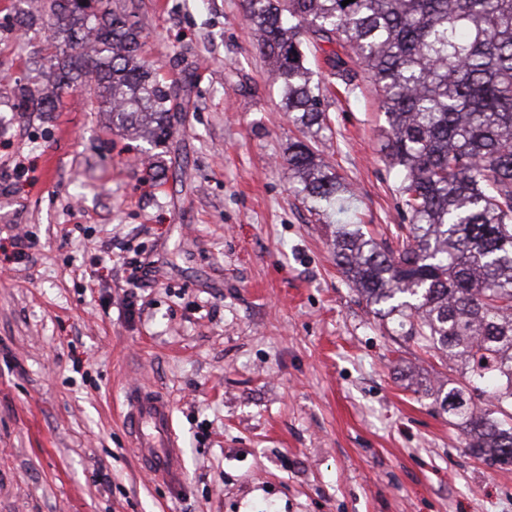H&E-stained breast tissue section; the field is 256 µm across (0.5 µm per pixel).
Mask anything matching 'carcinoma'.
<instances>
[{"instance_id": "obj_1", "label": "carcinoma", "mask_w": 512, "mask_h": 512, "mask_svg": "<svg viewBox=\"0 0 512 512\" xmlns=\"http://www.w3.org/2000/svg\"><path fill=\"white\" fill-rule=\"evenodd\" d=\"M245 0L257 50L306 139L284 158L314 209L336 207L349 184L315 138L329 129L305 35L339 44L329 55L348 90L369 75L384 110V151L407 224L381 246L360 224L336 227V265L374 315L455 361L462 381L436 390L469 454L512 462V0ZM47 21L25 24L55 49L52 92L20 88L21 112H51L62 93L96 88L112 129L168 152L193 74L169 82L140 56L135 11L112 0H40Z\"/></svg>"}]
</instances>
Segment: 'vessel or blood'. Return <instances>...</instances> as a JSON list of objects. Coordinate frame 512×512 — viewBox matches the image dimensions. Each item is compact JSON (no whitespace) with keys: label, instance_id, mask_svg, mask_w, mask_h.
<instances>
[{"label":"vessel or blood","instance_id":"b4317fda","mask_svg":"<svg viewBox=\"0 0 512 512\" xmlns=\"http://www.w3.org/2000/svg\"><path fill=\"white\" fill-rule=\"evenodd\" d=\"M127 402L125 424L142 469L171 486H180L185 478L182 449L168 402L143 388L132 390Z\"/></svg>","mask_w":512,"mask_h":512}]
</instances>
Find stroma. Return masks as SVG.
<instances>
[{
  "label": "stroma",
  "instance_id": "35a3bbf8",
  "mask_svg": "<svg viewBox=\"0 0 512 512\" xmlns=\"http://www.w3.org/2000/svg\"><path fill=\"white\" fill-rule=\"evenodd\" d=\"M142 54L195 68L179 150L151 180L93 88L51 112L44 45L0 0V512H512L490 466L425 392L459 373L370 313L336 265L339 217L311 210L283 153L300 138L244 0H135ZM307 40L330 129L317 142L377 240L408 223L366 74L344 90ZM135 296L141 313L127 316ZM171 403L180 487L144 473L126 393Z\"/></svg>",
  "mask_w": 512,
  "mask_h": 512
}]
</instances>
